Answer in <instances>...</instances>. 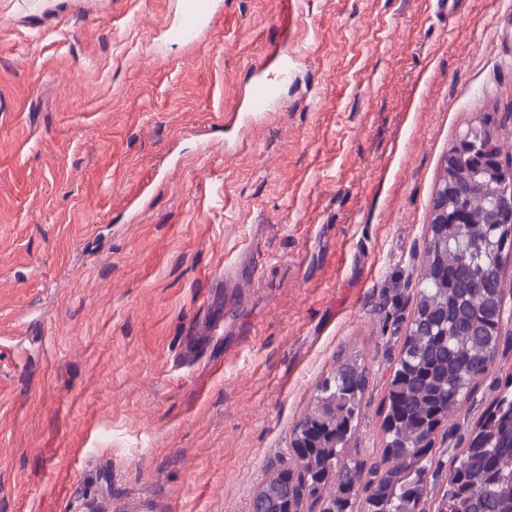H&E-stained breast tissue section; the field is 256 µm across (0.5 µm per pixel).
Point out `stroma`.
Returning a JSON list of instances; mask_svg holds the SVG:
<instances>
[{
  "label": "stroma",
  "mask_w": 512,
  "mask_h": 512,
  "mask_svg": "<svg viewBox=\"0 0 512 512\" xmlns=\"http://www.w3.org/2000/svg\"><path fill=\"white\" fill-rule=\"evenodd\" d=\"M182 3L0 0V512H250L348 357L377 461L444 158L512 156V0H216L192 44ZM511 378L506 333L424 512ZM276 94L274 84L270 83L268 78L264 76L263 69H259L247 91L246 112L241 113L242 120L268 112Z\"/></svg>",
  "instance_id": "stroma-1"
}]
</instances>
